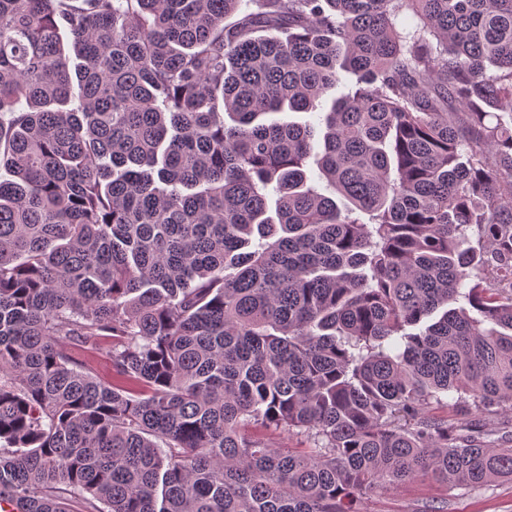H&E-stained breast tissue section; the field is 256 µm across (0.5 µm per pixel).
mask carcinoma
Segmentation results:
<instances>
[{"label":"carcinoma","instance_id":"cac0c4a2","mask_svg":"<svg viewBox=\"0 0 512 512\" xmlns=\"http://www.w3.org/2000/svg\"><path fill=\"white\" fill-rule=\"evenodd\" d=\"M0 167V503L512 480V0H0Z\"/></svg>","mask_w":512,"mask_h":512}]
</instances>
